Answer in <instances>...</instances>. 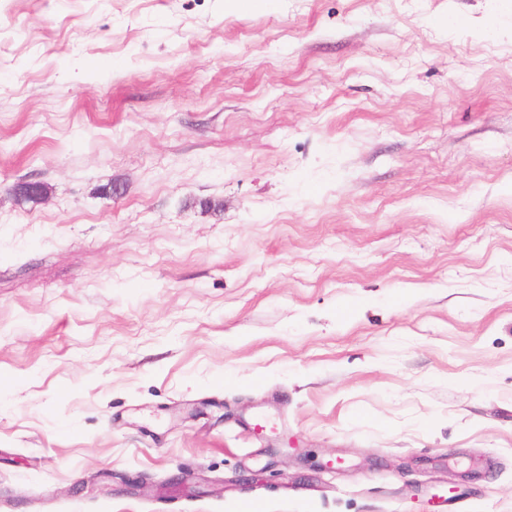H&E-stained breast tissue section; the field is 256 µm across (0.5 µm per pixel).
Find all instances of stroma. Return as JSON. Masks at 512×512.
Instances as JSON below:
<instances>
[{"mask_svg": "<svg viewBox=\"0 0 512 512\" xmlns=\"http://www.w3.org/2000/svg\"><path fill=\"white\" fill-rule=\"evenodd\" d=\"M248 500L512 512V0H0V512Z\"/></svg>", "mask_w": 512, "mask_h": 512, "instance_id": "35a3bbf8", "label": "stroma"}]
</instances>
